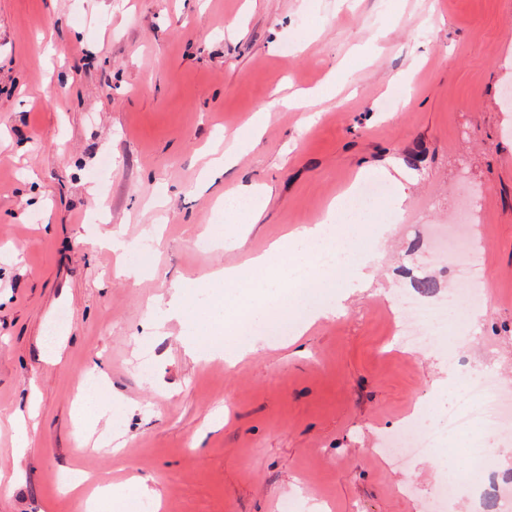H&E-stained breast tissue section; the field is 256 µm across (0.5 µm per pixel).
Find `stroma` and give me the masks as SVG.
Returning a JSON list of instances; mask_svg holds the SVG:
<instances>
[{
    "label": "stroma",
    "mask_w": 512,
    "mask_h": 512,
    "mask_svg": "<svg viewBox=\"0 0 512 512\" xmlns=\"http://www.w3.org/2000/svg\"><path fill=\"white\" fill-rule=\"evenodd\" d=\"M508 85L512 0H0V458L16 470L0 512H88L64 484L76 470L149 478L161 512H423L446 467H402L373 454L378 437L443 419L461 368L512 387ZM298 89L311 104L274 109L208 182L204 151ZM363 167L410 199L375 208L392 234L350 253L378 271L343 310L233 366L188 350L205 304L144 327L171 289L204 290L314 223ZM254 183L259 223H216L218 197ZM468 194L489 306L403 349L393 301L415 279L432 301L455 285L429 227ZM91 373L95 421L76 404ZM19 413L37 427L16 457Z\"/></svg>",
    "instance_id": "obj_1"
}]
</instances>
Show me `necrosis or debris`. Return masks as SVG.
Segmentation results:
<instances>
[{
	"mask_svg": "<svg viewBox=\"0 0 512 512\" xmlns=\"http://www.w3.org/2000/svg\"><path fill=\"white\" fill-rule=\"evenodd\" d=\"M462 209L466 216L472 213L474 205L467 202ZM465 216L457 223L433 232L436 255L456 271L460 287L449 289L443 300L432 304L410 296L397 307V333L404 337L409 347L430 346L432 337L428 327L432 322L447 319L449 313L482 305L484 301L488 273ZM453 389L455 402L444 418L443 427L422 433L414 424L408 423L389 433L382 444L383 452L388 454L430 455L447 450L454 443H464L465 454L474 471L443 479L437 484L431 494V512H447L455 498L475 490L479 476L495 475L496 454L484 443L474 440L475 432L494 433L503 442L512 440V393L504 388L493 369L459 372Z\"/></svg>",
	"mask_w": 512,
	"mask_h": 512,
	"instance_id": "obj_1",
	"label": "necrosis or debris"
}]
</instances>
